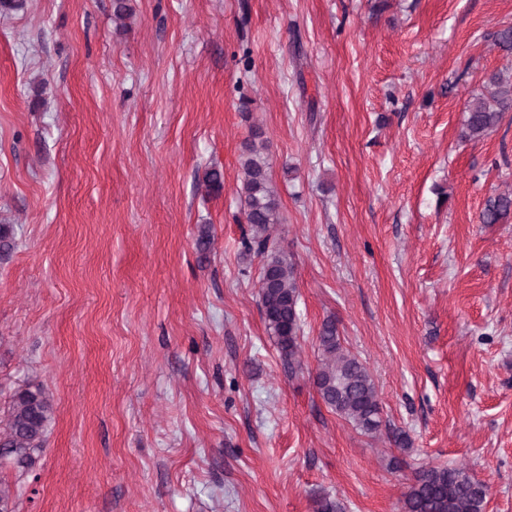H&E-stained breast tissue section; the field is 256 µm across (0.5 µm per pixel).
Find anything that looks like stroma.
Returning a JSON list of instances; mask_svg holds the SVG:
<instances>
[{
    "mask_svg": "<svg viewBox=\"0 0 512 512\" xmlns=\"http://www.w3.org/2000/svg\"><path fill=\"white\" fill-rule=\"evenodd\" d=\"M129 5L123 29L112 0L0 12V410L27 385L54 406L36 467L0 464L16 512H401L428 464L512 512V223L479 221L512 189V121L460 138L512 71L492 44L512 0ZM256 136L300 292L293 377L241 244ZM329 318L408 447L319 397Z\"/></svg>",
    "mask_w": 512,
    "mask_h": 512,
    "instance_id": "1",
    "label": "stroma"
}]
</instances>
